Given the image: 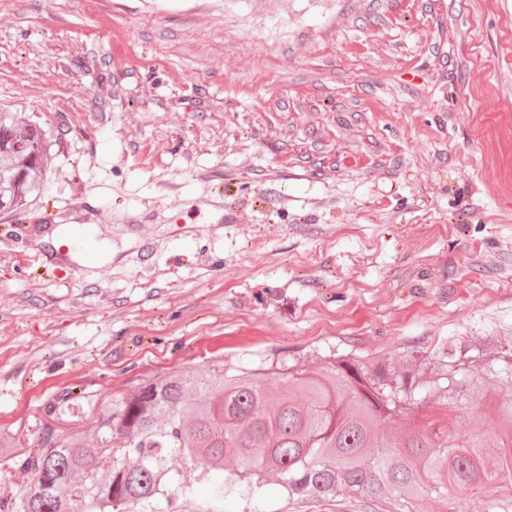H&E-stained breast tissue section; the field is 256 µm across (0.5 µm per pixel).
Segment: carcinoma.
I'll list each match as a JSON object with an SVG mask.
<instances>
[{"instance_id":"obj_1","label":"carcinoma","mask_w":512,"mask_h":512,"mask_svg":"<svg viewBox=\"0 0 512 512\" xmlns=\"http://www.w3.org/2000/svg\"><path fill=\"white\" fill-rule=\"evenodd\" d=\"M56 139L47 120L0 107V213L25 212L39 194ZM286 385L271 389L262 376ZM495 385L501 401L492 434L450 445L448 419ZM43 423L38 449L23 464L35 480L14 512H160L189 488L185 470L211 485L213 498L249 496L266 477L288 495L346 492L419 512L426 496L472 486L487 512H512V338H447L413 349L394 366L332 347L309 375L276 352L230 374L224 363L202 374L140 378L135 391L102 407L89 436ZM179 458L183 470L171 467ZM232 457L234 467L225 470Z\"/></svg>"}]
</instances>
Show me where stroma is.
<instances>
[{"instance_id":"1","label":"stroma","mask_w":512,"mask_h":512,"mask_svg":"<svg viewBox=\"0 0 512 512\" xmlns=\"http://www.w3.org/2000/svg\"><path fill=\"white\" fill-rule=\"evenodd\" d=\"M0 103L59 140L0 234L2 442L216 357L512 336V0H0ZM63 224L111 260L60 259Z\"/></svg>"}]
</instances>
